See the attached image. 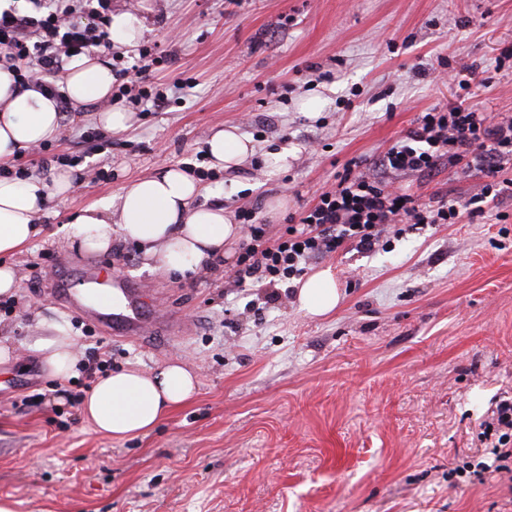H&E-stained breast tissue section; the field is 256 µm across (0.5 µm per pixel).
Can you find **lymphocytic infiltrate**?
<instances>
[{
	"mask_svg": "<svg viewBox=\"0 0 512 512\" xmlns=\"http://www.w3.org/2000/svg\"><path fill=\"white\" fill-rule=\"evenodd\" d=\"M32 10H0V66L12 70L21 85L39 82L48 73L65 72L71 55L108 47L104 27L111 0H29ZM89 14V23L75 21L76 13ZM146 58L122 68L126 80L112 94L151 111L165 98L147 85ZM479 169L487 184L467 205L438 200L418 206L405 193L391 189L388 173L431 174L441 160ZM512 164V114L490 116L463 105L422 113L412 128L397 138L377 160L375 173L345 172L316 204L291 218L284 236L269 239L258 224L256 210L243 207L238 219L245 232L237 259L235 281L260 284L267 303L279 298L286 281L301 277L307 264L354 245L371 251L391 225L456 224L463 216L478 217L485 206L512 193V178L504 171ZM477 438L488 454L465 463L461 471L477 477L512 475V395L501 397L479 424Z\"/></svg>",
	"mask_w": 512,
	"mask_h": 512,
	"instance_id": "obj_1",
	"label": "lymphocytic infiltrate"
}]
</instances>
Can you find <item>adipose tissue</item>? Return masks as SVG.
Here are the masks:
<instances>
[{"label": "adipose tissue", "instance_id": "adipose-tissue-1", "mask_svg": "<svg viewBox=\"0 0 512 512\" xmlns=\"http://www.w3.org/2000/svg\"><path fill=\"white\" fill-rule=\"evenodd\" d=\"M112 67L100 51L70 61L61 89L77 106L104 103L93 117L104 129L121 130L130 112L110 103ZM61 132L57 101L44 86L21 87L14 74L0 67V164L56 139ZM253 151L235 128L216 130L206 141L213 168L232 170ZM75 170L54 168L45 176L26 179L0 176V298H15L18 277L4 256L29 244L40 231L47 204L73 192ZM204 191L199 180L177 167L146 174L123 186L118 198H105L83 210L68 225L70 237L93 252L112 246L113 232L135 243L150 269L165 274L206 273L230 255L242 235L240 225L221 206H199ZM297 302L310 317L332 313L341 301L336 276L324 268L300 284ZM42 333L31 348L45 362L60 386L78 376L80 355L68 322L41 320ZM197 378L184 362L175 360L150 371L136 367L97 376L82 401L81 414L92 428L116 439L148 433L172 409L196 391Z\"/></svg>", "mask_w": 512, "mask_h": 512}]
</instances>
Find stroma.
<instances>
[{
	"label": "stroma",
	"instance_id": "1",
	"mask_svg": "<svg viewBox=\"0 0 512 512\" xmlns=\"http://www.w3.org/2000/svg\"><path fill=\"white\" fill-rule=\"evenodd\" d=\"M143 26L140 46L165 61V106L134 112L128 128L97 126L79 107L42 152L10 170L44 175L40 157L79 169L81 188L52 200L44 232L10 256L19 277L0 333L21 359L0 365V502L13 512H512L500 483H470L455 467L481 457L478 423L512 394V198L457 224L403 225L380 247L312 261L333 267L343 301L310 320L293 292L265 304L258 285L150 271L135 244L77 248L66 226L140 174L206 168L205 142L234 126L254 146L234 172L208 182L202 202L228 213L258 205L268 237L316 203L346 167L386 151L421 113L463 104L512 113V0H112ZM467 63L469 91L434 81ZM192 87L172 91L174 79ZM320 95L325 106L305 112ZM285 163L271 167L273 154ZM417 204L467 203L483 173L441 163L396 174ZM287 204L271 213L276 198ZM505 220H497V213ZM92 263L104 280L132 279L156 314H177L181 339L156 348L54 301L58 266ZM64 317L84 357L113 370L184 358L198 389L149 434L95 432L27 347L38 316ZM41 396L38 404L30 396Z\"/></svg>",
	"mask_w": 512,
	"mask_h": 512
}]
</instances>
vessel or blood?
<instances>
[{"mask_svg":"<svg viewBox=\"0 0 512 512\" xmlns=\"http://www.w3.org/2000/svg\"><path fill=\"white\" fill-rule=\"evenodd\" d=\"M49 293L68 305L85 310L98 322L111 329L114 336H136L142 339L167 340L183 333V323L178 316H169L156 322L149 312L150 304L136 284L125 278H113L99 300H91L86 289L64 284L53 278Z\"/></svg>","mask_w":512,"mask_h":512,"instance_id":"obj_1","label":"vessel or blood"}]
</instances>
